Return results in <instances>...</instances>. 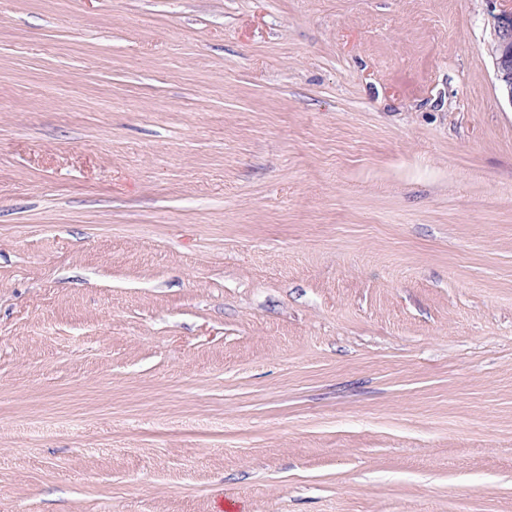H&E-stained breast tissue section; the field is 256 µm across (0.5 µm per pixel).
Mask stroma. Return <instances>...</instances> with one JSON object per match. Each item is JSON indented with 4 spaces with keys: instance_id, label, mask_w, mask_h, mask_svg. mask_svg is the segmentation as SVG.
Instances as JSON below:
<instances>
[{
    "instance_id": "obj_1",
    "label": "stroma",
    "mask_w": 512,
    "mask_h": 512,
    "mask_svg": "<svg viewBox=\"0 0 512 512\" xmlns=\"http://www.w3.org/2000/svg\"><path fill=\"white\" fill-rule=\"evenodd\" d=\"M507 7L0 0V512H512ZM494 27L496 46L492 52L496 79L512 102V10L497 16Z\"/></svg>"
}]
</instances>
